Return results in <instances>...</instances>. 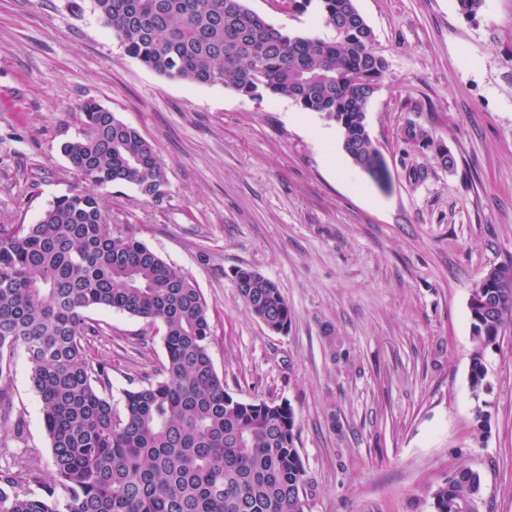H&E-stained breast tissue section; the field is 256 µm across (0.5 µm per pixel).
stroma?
Here are the masks:
<instances>
[{
	"mask_svg": "<svg viewBox=\"0 0 512 512\" xmlns=\"http://www.w3.org/2000/svg\"><path fill=\"white\" fill-rule=\"evenodd\" d=\"M285 31L328 36L315 7L247 0ZM388 71L367 111L389 183L379 187L337 127L282 96L170 80L130 57L96 15L65 0H0V224H33L76 177L60 151L93 99L152 141L163 201L98 190L109 224L201 290L210 354L241 401L288 402L306 467L307 512H433L449 470L483 479L480 512H512V321L485 355L487 391L469 388V303L491 268L512 264V0L464 18L456 0H356ZM429 130L454 158L408 142ZM274 281L287 333L253 316L236 267ZM88 347L110 367L112 403L161 379L158 327L94 308ZM23 419L0 432V463L43 483L50 441L23 350L7 383ZM489 417L484 439L471 422Z\"/></svg>",
	"mask_w": 512,
	"mask_h": 512,
	"instance_id": "1",
	"label": "stroma"
}]
</instances>
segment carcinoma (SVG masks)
<instances>
[{
  "instance_id": "obj_1",
  "label": "carcinoma",
  "mask_w": 512,
  "mask_h": 512,
  "mask_svg": "<svg viewBox=\"0 0 512 512\" xmlns=\"http://www.w3.org/2000/svg\"><path fill=\"white\" fill-rule=\"evenodd\" d=\"M91 3L127 54L151 71L260 98L280 95L341 131L342 148L380 186L388 171L366 125L388 69L356 0H318L324 39L269 24L245 0H67ZM76 138L61 151L78 186L35 224H0V428L19 434L4 385L22 348L49 436L54 480L19 493L21 473L0 467V512H305L304 460L288 403L245 402L224 390L209 351L208 304L193 281L134 236L109 228L95 190L135 187L154 201L169 181L154 144L93 100L80 104ZM427 147L431 134L405 127ZM249 311L268 329L290 326L271 279L233 271ZM470 304L469 384L487 390L485 354L512 315V265L487 271ZM109 308L160 326V380L112 406L109 368L87 353L100 333L87 311ZM481 475L458 467L433 493V512L478 502Z\"/></svg>"
}]
</instances>
